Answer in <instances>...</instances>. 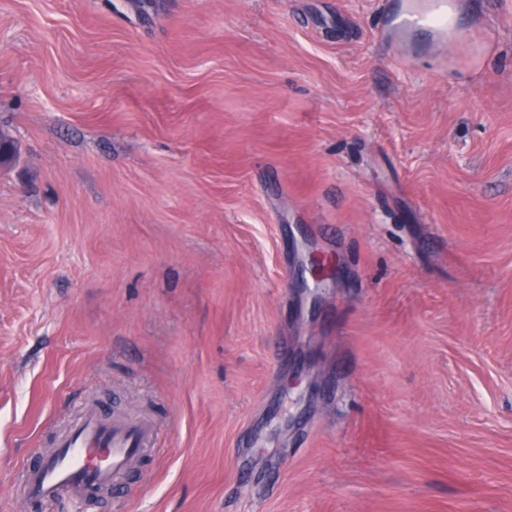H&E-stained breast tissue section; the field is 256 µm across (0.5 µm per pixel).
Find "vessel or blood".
<instances>
[{
  "label": "vessel or blood",
  "instance_id": "obj_1",
  "mask_svg": "<svg viewBox=\"0 0 512 512\" xmlns=\"http://www.w3.org/2000/svg\"><path fill=\"white\" fill-rule=\"evenodd\" d=\"M399 25L407 37L433 30L448 33V0H408ZM158 428L148 419L113 418L94 405L56 438L53 453L25 468L18 490L27 500L91 504L99 492L120 484L143 452L158 441Z\"/></svg>",
  "mask_w": 512,
  "mask_h": 512
}]
</instances>
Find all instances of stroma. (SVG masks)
Here are the masks:
<instances>
[{"mask_svg": "<svg viewBox=\"0 0 512 512\" xmlns=\"http://www.w3.org/2000/svg\"><path fill=\"white\" fill-rule=\"evenodd\" d=\"M402 3L0 0V512L90 401L86 512H512V0ZM407 1L402 12L392 20L391 24L394 22L397 24L396 21L400 19L397 25L403 28L407 38H412L423 30L431 29L439 39L446 41L448 14L454 19L455 23L457 6L454 5V8L448 9L447 0ZM334 269V259L330 255L316 252L310 254L306 272H308L314 288L325 286L331 279ZM158 436L157 426L146 418H112L95 405H85L57 436L55 451L23 470L20 495L27 501L87 506L99 492L120 484Z\"/></svg>", "mask_w": 512, "mask_h": 512, "instance_id": "stroma-1", "label": "stroma"}]
</instances>
